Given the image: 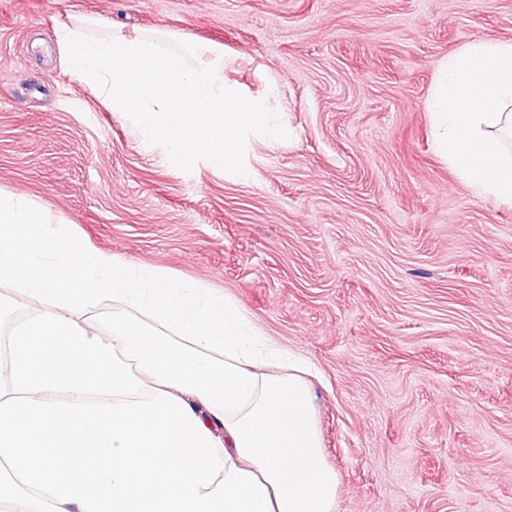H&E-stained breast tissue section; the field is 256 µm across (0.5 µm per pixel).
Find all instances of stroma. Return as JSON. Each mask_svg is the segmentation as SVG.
I'll return each mask as SVG.
<instances>
[{"mask_svg": "<svg viewBox=\"0 0 512 512\" xmlns=\"http://www.w3.org/2000/svg\"><path fill=\"white\" fill-rule=\"evenodd\" d=\"M222 48L289 137L173 166L73 78L59 24ZM512 0H0V193L231 297L308 361L336 512H512V205L435 150L441 62Z\"/></svg>", "mask_w": 512, "mask_h": 512, "instance_id": "1", "label": "stroma"}]
</instances>
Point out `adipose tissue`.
I'll list each match as a JSON object with an SVG mask.
<instances>
[{"label": "adipose tissue", "mask_w": 512, "mask_h": 512, "mask_svg": "<svg viewBox=\"0 0 512 512\" xmlns=\"http://www.w3.org/2000/svg\"><path fill=\"white\" fill-rule=\"evenodd\" d=\"M0 282L36 309L0 346L9 512H336L309 369L232 298L74 247L13 194ZM105 295L111 331L76 321Z\"/></svg>", "instance_id": "ef3b65f1"}]
</instances>
